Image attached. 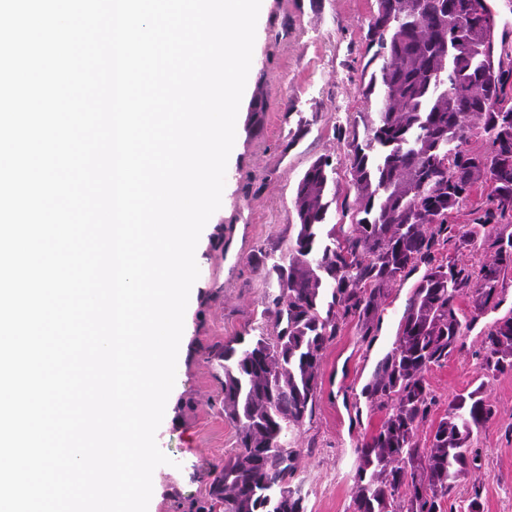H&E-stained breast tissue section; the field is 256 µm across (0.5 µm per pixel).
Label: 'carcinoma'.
Returning a JSON list of instances; mask_svg holds the SVG:
<instances>
[{
	"instance_id": "carcinoma-1",
	"label": "carcinoma",
	"mask_w": 512,
	"mask_h": 512,
	"mask_svg": "<svg viewBox=\"0 0 512 512\" xmlns=\"http://www.w3.org/2000/svg\"><path fill=\"white\" fill-rule=\"evenodd\" d=\"M489 16L485 0H375L360 89L378 108L344 138L345 186L328 156L299 178L288 263L255 265L276 275L264 310L272 331L206 351L224 374L237 447L205 500L180 512H304L288 434L313 416L326 348L350 322L373 342L387 301L412 277L395 338L362 390L381 423L356 444L350 509L443 512L459 491L473 441L495 416L488 380L512 374V307L495 316L512 279V48L493 43ZM478 136L488 147L473 144ZM468 206L470 223L450 222ZM349 214L355 222L343 223ZM449 244L453 254L438 258ZM464 252L482 258L478 268L455 257ZM474 331L484 380L434 420L426 373Z\"/></svg>"
}]
</instances>
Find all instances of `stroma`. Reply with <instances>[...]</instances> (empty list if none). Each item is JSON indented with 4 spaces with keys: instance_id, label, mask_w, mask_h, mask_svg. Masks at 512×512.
I'll return each mask as SVG.
<instances>
[{
    "instance_id": "35a3bbf8",
    "label": "stroma",
    "mask_w": 512,
    "mask_h": 512,
    "mask_svg": "<svg viewBox=\"0 0 512 512\" xmlns=\"http://www.w3.org/2000/svg\"><path fill=\"white\" fill-rule=\"evenodd\" d=\"M373 7L374 0H262L224 198L197 245L200 274L185 313L171 403L156 432L170 462L153 474L149 512H176L179 503L203 498L211 471L236 447L220 375L205 353L263 323L277 282L252 272L248 261L260 250L287 258L301 174L322 155L332 158L337 173L345 171L340 132L367 109L360 93L363 23ZM255 101L264 104L263 113L251 112ZM407 293L404 286L394 290L374 344L362 342L349 324L325 351L315 412L292 438L305 512H350L354 445L380 422L376 414H355L352 404L393 338ZM479 346L470 336L464 351L429 371L435 414H443L449 397L479 383ZM487 391L496 417L475 441V464L445 512H464L462 496L474 486L484 512H512V374L491 380Z\"/></svg>"
}]
</instances>
